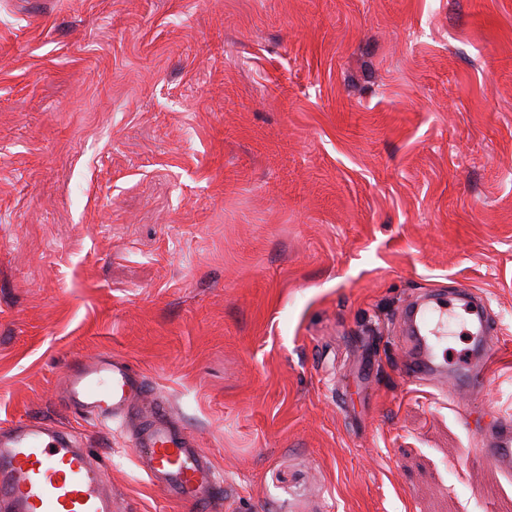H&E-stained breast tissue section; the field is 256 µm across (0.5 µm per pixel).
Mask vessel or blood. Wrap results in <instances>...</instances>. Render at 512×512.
I'll return each instance as SVG.
<instances>
[{"instance_id": "obj_1", "label": "vessel or blood", "mask_w": 512, "mask_h": 512, "mask_svg": "<svg viewBox=\"0 0 512 512\" xmlns=\"http://www.w3.org/2000/svg\"><path fill=\"white\" fill-rule=\"evenodd\" d=\"M475 303L463 320L469 347L461 364L448 360V311L456 301ZM397 318L407 329L403 378L412 384L447 386L456 407L483 393L502 354L497 321L486 299L462 288L401 305ZM150 390L147 379L126 360L105 352L92 363L75 361L65 377L64 404L107 426L123 422ZM474 452L512 476V413L492 410L476 421ZM153 485L186 512H211L224 497V483L209 453L168 405L154 402L130 437ZM101 465L58 425L19 419L0 427V512H113Z\"/></svg>"}]
</instances>
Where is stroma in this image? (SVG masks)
<instances>
[{
  "label": "stroma",
  "instance_id": "35a3bbf8",
  "mask_svg": "<svg viewBox=\"0 0 512 512\" xmlns=\"http://www.w3.org/2000/svg\"><path fill=\"white\" fill-rule=\"evenodd\" d=\"M460 285L503 354L464 419L399 373ZM108 352L207 450L220 512H512V0H0V426H61L120 512H181L67 409ZM474 453L500 472L512 476V414L491 410L476 421Z\"/></svg>",
  "mask_w": 512,
  "mask_h": 512
}]
</instances>
